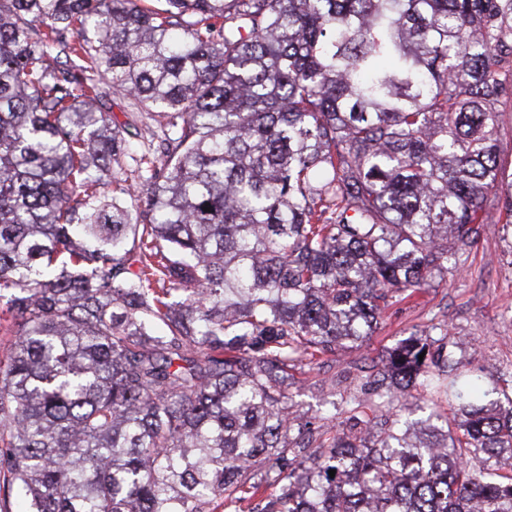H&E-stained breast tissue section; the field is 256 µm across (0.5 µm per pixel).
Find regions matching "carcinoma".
Segmentation results:
<instances>
[{
  "label": "carcinoma",
  "instance_id": "carcinoma-1",
  "mask_svg": "<svg viewBox=\"0 0 512 512\" xmlns=\"http://www.w3.org/2000/svg\"><path fill=\"white\" fill-rule=\"evenodd\" d=\"M162 2L0 0V506L512 512V396L449 329L374 383L454 433L288 397L445 281L489 197L512 224V0ZM113 94L164 119L121 178Z\"/></svg>",
  "mask_w": 512,
  "mask_h": 512
}]
</instances>
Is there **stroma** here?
I'll return each instance as SVG.
<instances>
[{
	"label": "stroma",
	"instance_id": "1",
	"mask_svg": "<svg viewBox=\"0 0 512 512\" xmlns=\"http://www.w3.org/2000/svg\"><path fill=\"white\" fill-rule=\"evenodd\" d=\"M108 106L113 121L127 131L131 156L122 167L131 169L149 137L145 121L121 97H110ZM487 210L491 224L446 284L393 304L361 347L337 351L333 364L311 370L291 387L301 415L312 416L332 402L341 408L357 398H372L368 381L381 360L413 327L423 325H444L455 338H468V346L454 347L453 355L484 384L512 388V225L498 224L502 205L496 199L488 200Z\"/></svg>",
	"mask_w": 512,
	"mask_h": 512
}]
</instances>
